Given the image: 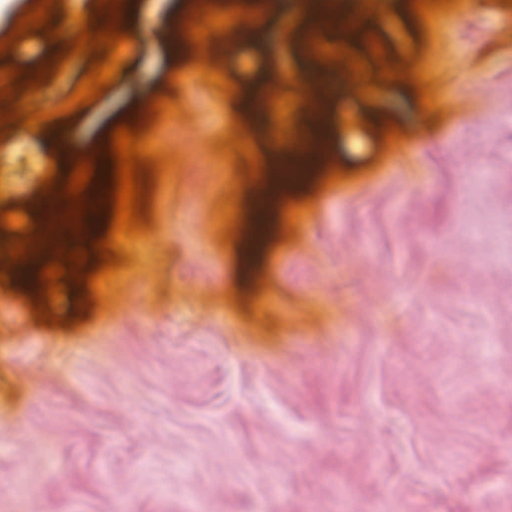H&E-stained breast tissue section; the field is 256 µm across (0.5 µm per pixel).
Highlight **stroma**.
<instances>
[{"mask_svg": "<svg viewBox=\"0 0 512 512\" xmlns=\"http://www.w3.org/2000/svg\"><path fill=\"white\" fill-rule=\"evenodd\" d=\"M187 2L133 0L126 77L61 114L90 62L72 57L30 97L55 119L0 139V209L33 224L47 130L87 154L153 96L173 105L149 133L167 162L149 228L100 303L78 315L66 292L70 325L43 326L33 292L0 284V512H512V0H453L427 23L377 0L385 64L414 53L433 108L403 80L344 87L323 106L331 155L254 250L260 180L228 139L289 152L308 105L276 144L275 113L241 99L349 68L307 48L295 4L262 37L215 33L208 60L170 51ZM63 48L36 30L0 68Z\"/></svg>", "mask_w": 512, "mask_h": 512, "instance_id": "1", "label": "stroma"}]
</instances>
